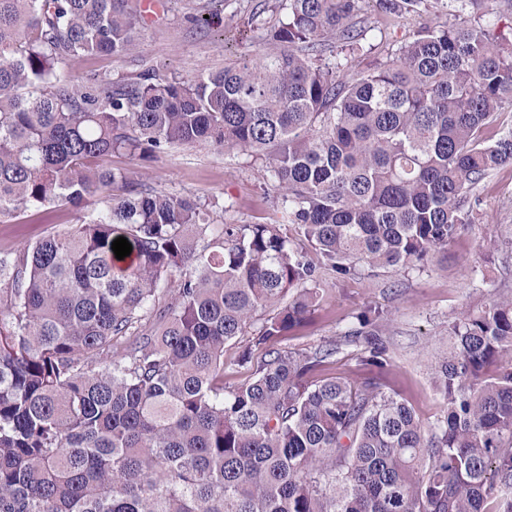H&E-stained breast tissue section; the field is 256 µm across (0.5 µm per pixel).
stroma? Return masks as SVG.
<instances>
[{"mask_svg": "<svg viewBox=\"0 0 512 512\" xmlns=\"http://www.w3.org/2000/svg\"><path fill=\"white\" fill-rule=\"evenodd\" d=\"M143 2L131 0L132 7L142 13L143 25V37L133 53L77 59L69 66L75 81L118 78L147 66L170 78L192 80L223 70L238 54L263 53L266 32L279 19L278 13L262 10L259 0H211L210 9L223 19L222 29L215 31L191 23L199 0H165V10L152 16L143 14ZM361 15L373 32L363 51L351 56L346 69L351 76L369 62L389 57L426 22L460 24L470 18L459 0H427L421 12L399 17L383 15L376 0H363ZM108 165L155 190L212 203L214 223L277 220L290 239L301 238L297 226L283 223L276 208L277 190L266 160L200 144L170 148L156 159L116 153ZM477 193L480 220L424 266L350 278L322 270L323 300L304 327L289 333L285 347L308 349L339 338L366 306L379 307L386 318L382 336L391 351L390 365L368 371L344 352L328 371L350 380L371 372L380 378L384 390L406 397L424 421H435L444 401L432 368L448 352L449 321L512 298V262L504 265L494 260L495 255L512 250V166L494 170ZM92 212L89 206L76 210L45 204L0 217V249L15 251L32 245L50 232L71 228Z\"/></svg>", "mask_w": 512, "mask_h": 512, "instance_id": "obj_1", "label": "stroma"}]
</instances>
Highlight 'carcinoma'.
<instances>
[{"label": "carcinoma", "instance_id": "cac0c4a2", "mask_svg": "<svg viewBox=\"0 0 512 512\" xmlns=\"http://www.w3.org/2000/svg\"><path fill=\"white\" fill-rule=\"evenodd\" d=\"M463 2L473 20L426 25L356 78L359 0H275L269 50L222 72L83 85L72 61L136 47L127 0H0V216L107 199L0 250V512H512V300L448 325L426 423L373 378L318 374L344 346L391 362L379 308L338 340L275 347L322 299L280 225L213 224L103 164L196 144L265 158L283 217L337 275L421 266L512 164V125L484 136L512 105V40ZM247 334L251 374L226 386L224 347Z\"/></svg>", "mask_w": 512, "mask_h": 512}]
</instances>
